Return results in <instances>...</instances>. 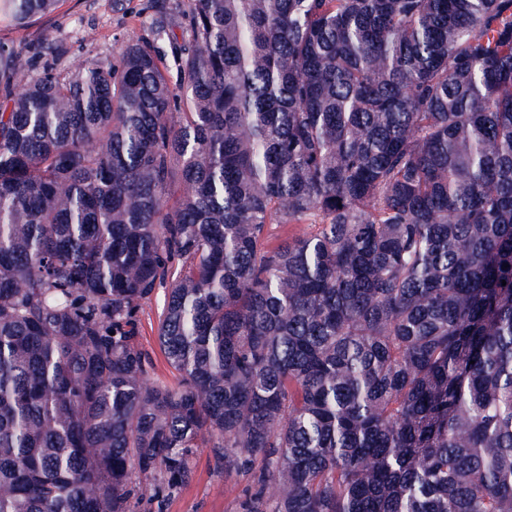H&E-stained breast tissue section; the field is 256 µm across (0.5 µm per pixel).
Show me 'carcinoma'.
Masks as SVG:
<instances>
[{"label": "carcinoma", "instance_id": "cac0c4a2", "mask_svg": "<svg viewBox=\"0 0 512 512\" xmlns=\"http://www.w3.org/2000/svg\"><path fill=\"white\" fill-rule=\"evenodd\" d=\"M185 17L28 82L0 42V512H134L198 448L240 512H512V0ZM165 289L159 288L151 300L147 301L138 314L137 336L141 347L146 350L153 362L152 376L160 381H173V375L165 362L157 343L158 317L162 312Z\"/></svg>", "mask_w": 512, "mask_h": 512}]
</instances>
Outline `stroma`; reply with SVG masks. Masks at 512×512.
I'll use <instances>...</instances> for the list:
<instances>
[{"mask_svg": "<svg viewBox=\"0 0 512 512\" xmlns=\"http://www.w3.org/2000/svg\"><path fill=\"white\" fill-rule=\"evenodd\" d=\"M187 0H62L53 13L26 25L0 17V41L13 45L29 61L28 77H36L45 64L69 70L92 60H115L132 38H152L156 26L167 36L163 50L182 44ZM165 298L157 290L138 314L137 336L153 362L152 375L161 381L173 375L157 343L158 317ZM247 485L245 478L224 471L212 449H196L192 478L164 504L142 499L137 512H238Z\"/></svg>", "mask_w": 512, "mask_h": 512, "instance_id": "35a3bbf8", "label": "stroma"}]
</instances>
